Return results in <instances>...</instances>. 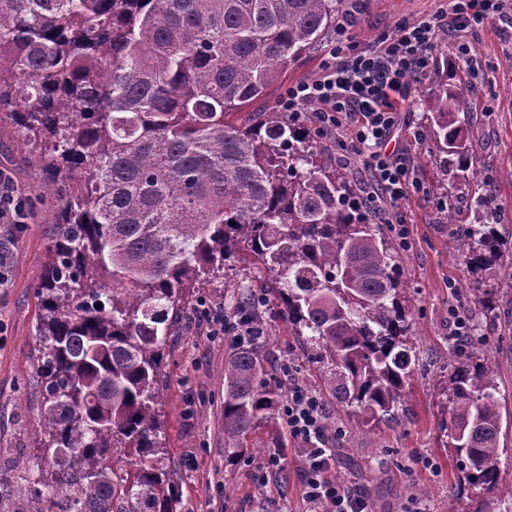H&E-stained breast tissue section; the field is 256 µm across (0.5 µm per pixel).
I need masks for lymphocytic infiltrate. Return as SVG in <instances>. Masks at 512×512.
I'll return each mask as SVG.
<instances>
[{
    "instance_id": "1",
    "label": "lymphocytic infiltrate",
    "mask_w": 512,
    "mask_h": 512,
    "mask_svg": "<svg viewBox=\"0 0 512 512\" xmlns=\"http://www.w3.org/2000/svg\"><path fill=\"white\" fill-rule=\"evenodd\" d=\"M504 3L448 0L447 11L403 23L378 45L365 49L352 39L355 20L352 13H345L327 47L320 74L290 86L278 108L294 124L312 125L320 137L350 127L343 150L358 157L375 184L378 211H393L422 189L405 154L390 145L409 82L428 67L441 30L463 34L482 27L502 17ZM281 418L289 435L304 448V500L309 512H366L367 500L360 491L327 476L332 450L320 398L290 386Z\"/></svg>"
}]
</instances>
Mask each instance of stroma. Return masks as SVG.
I'll return each instance as SVG.
<instances>
[{
  "instance_id": "obj_1",
  "label": "stroma",
  "mask_w": 512,
  "mask_h": 512,
  "mask_svg": "<svg viewBox=\"0 0 512 512\" xmlns=\"http://www.w3.org/2000/svg\"><path fill=\"white\" fill-rule=\"evenodd\" d=\"M446 0H360L353 34L359 47L378 43L401 22L440 11ZM320 43L281 73L270 91L278 101L289 86L316 76L327 43ZM471 61L461 75L475 110L467 126L473 168L478 178L495 180L497 229L512 234V181L503 170L512 166V20L489 23L469 37ZM432 74L411 80L408 99L395 134L397 145L411 160L423 192L402 201L396 215L407 226L409 239L398 260L409 293V340L419 367L407 389L398 423L367 430L344 426L331 431L335 449L328 472L337 484L365 491L376 512H499L501 491L512 485V257L472 276L454 250L453 237L473 224L471 191L462 184L445 185L433 162L424 159L421 143L425 115L418 103ZM21 138H0V168L9 170L20 192L39 193L32 170L23 166ZM455 202V223H444L437 206L441 193ZM58 204L47 201L26 214L10 237L8 274L0 283V460L23 456L19 486L38 488L49 464L37 449L39 392L30 368L37 345L36 289L45 261L47 225ZM478 278L490 295V306L477 303L467 286ZM266 270L247 253H238L223 277L195 289L188 316L165 348L167 396L160 412L166 446L175 463L177 512H304V456L283 425L263 426L249 436L235 462L224 459L221 414L224 407V363L235 340L214 336L209 315L231 314L233 298L242 290L258 291ZM478 322L483 346L496 363L495 382L503 405L499 479L494 489L469 485L458 471L453 449L446 445L443 425L448 402L443 392L448 374V345L454 334L451 309ZM260 344L268 373L280 383L295 382L322 396L327 412L336 402L326 395L323 372L312 363L299 337L290 335L275 305H262ZM279 456L278 471L261 475V464Z\"/></svg>"
}]
</instances>
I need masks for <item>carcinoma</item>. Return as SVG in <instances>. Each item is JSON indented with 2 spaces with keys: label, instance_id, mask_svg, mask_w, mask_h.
I'll list each match as a JSON object with an SVG mask.
<instances>
[{
  "label": "carcinoma",
  "instance_id": "cac0c4a2",
  "mask_svg": "<svg viewBox=\"0 0 512 512\" xmlns=\"http://www.w3.org/2000/svg\"><path fill=\"white\" fill-rule=\"evenodd\" d=\"M343 0H0V136L61 202L37 288L40 453L54 468L11 512H176L159 406L167 338L191 290L245 249L309 343L336 403L363 427L394 420L419 358L398 251L349 174L266 99L336 22ZM422 100L442 177L469 181L472 103L441 50ZM456 236L473 272L512 240L491 184ZM260 295L235 302L247 315ZM448 348V447L471 485L496 484L502 413L478 329ZM283 393L258 341L224 365V452L276 422ZM125 449L122 455L116 450Z\"/></svg>",
  "mask_w": 512,
  "mask_h": 512
}]
</instances>
